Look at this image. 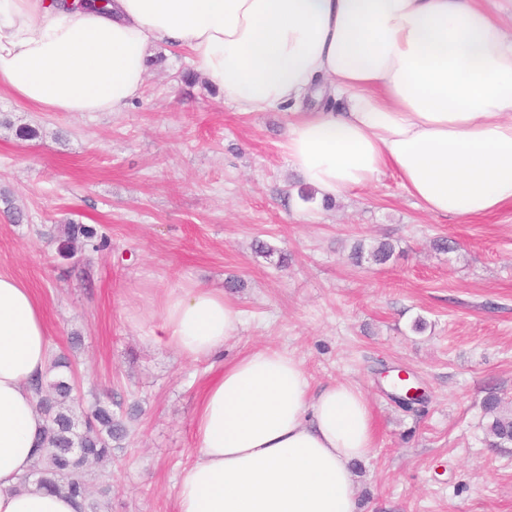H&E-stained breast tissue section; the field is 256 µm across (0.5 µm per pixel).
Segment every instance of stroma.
Instances as JSON below:
<instances>
[{"instance_id":"35a3bbf8","label":"stroma","mask_w":512,"mask_h":512,"mask_svg":"<svg viewBox=\"0 0 512 512\" xmlns=\"http://www.w3.org/2000/svg\"><path fill=\"white\" fill-rule=\"evenodd\" d=\"M290 119L238 112L165 46L118 112H42L0 92V271L35 292L77 396L105 390L141 409L106 468L103 512H173L217 367L147 334L170 289L196 286L243 312L224 361L276 348L311 388L362 390L375 446L355 475L359 512H512V447L489 446L483 408L492 392L512 402V205L439 217L391 171L321 198L283 149ZM24 125L37 137L19 139ZM69 222L109 236L111 251L60 256ZM439 237L453 250H435ZM258 240L271 256L254 252ZM383 241L386 263L353 259L354 245ZM401 369L426 394L420 410L390 397Z\"/></svg>"}]
</instances>
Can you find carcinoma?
Returning a JSON list of instances; mask_svg holds the SVG:
<instances>
[{"label":"carcinoma","mask_w":512,"mask_h":512,"mask_svg":"<svg viewBox=\"0 0 512 512\" xmlns=\"http://www.w3.org/2000/svg\"><path fill=\"white\" fill-rule=\"evenodd\" d=\"M63 244L82 239L94 252L112 247L111 239L98 234L84 224H66L61 229ZM72 369L66 357H56L49 371L51 380L36 384L38 407L45 415L47 428L43 451L32 473V483L38 488H49L83 502L84 512H100V506L91 499L89 485L100 478L89 466L112 457V449L120 448L129 436V421L133 413L120 415L112 405L94 398L85 406L73 395L74 376L65 373ZM489 417L486 434L490 446L506 448L512 444V410L503 405L495 394L484 401Z\"/></svg>","instance_id":"cac0c4a2"}]
</instances>
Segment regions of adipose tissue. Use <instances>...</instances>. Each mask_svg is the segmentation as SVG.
I'll use <instances>...</instances> for the list:
<instances>
[{"mask_svg": "<svg viewBox=\"0 0 512 512\" xmlns=\"http://www.w3.org/2000/svg\"><path fill=\"white\" fill-rule=\"evenodd\" d=\"M157 45L187 52L239 111H297L285 150L322 196L390 169L437 216L512 204V36L473 0H0V89L45 112L121 109ZM310 94L325 107L302 111ZM241 326L222 290L175 288L147 338L211 360ZM50 364L39 299L0 272V512L79 510L24 481L46 425L32 383ZM193 439L175 512H358L375 426L358 386L312 390L295 357L263 349L205 384Z\"/></svg>", "mask_w": 512, "mask_h": 512, "instance_id": "1", "label": "adipose tissue"}]
</instances>
